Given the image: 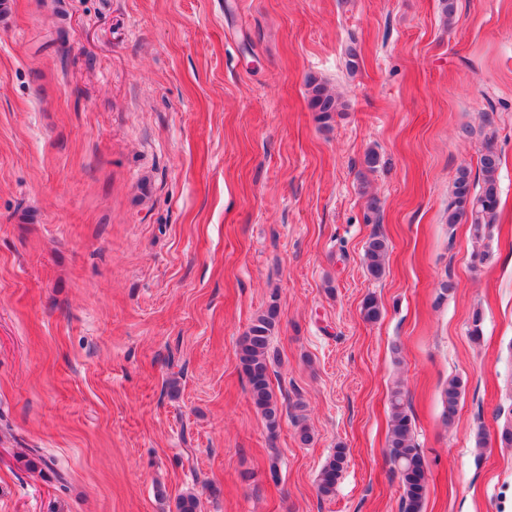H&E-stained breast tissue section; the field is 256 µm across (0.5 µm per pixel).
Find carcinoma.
Listing matches in <instances>:
<instances>
[{"mask_svg":"<svg viewBox=\"0 0 512 512\" xmlns=\"http://www.w3.org/2000/svg\"><path fill=\"white\" fill-rule=\"evenodd\" d=\"M311 108L318 112V118L327 124L333 115L342 111L343 103L330 93L320 82L308 83ZM500 155L491 147H486L479 158L480 181H475L471 170L457 169L453 180L452 200L448 204L447 223L465 221L470 224L474 243L472 264L477 267L485 264L490 252L485 240L489 237L492 224L496 223L499 208L498 170ZM389 253L387 238L375 233L367 242L363 254V265L372 279L379 280L386 273ZM360 313L367 322H375L381 316L377 298L368 295L364 298ZM279 324L276 302H271L266 311L259 314L237 344V356L241 370L249 385L253 405L261 414L269 435L273 436L280 428L283 405L271 386L270 367L271 338ZM463 392V382L458 377L448 378L443 388V421L450 426L454 423ZM385 453L392 465V472L398 477L403 488V512H423L427 497V467L424 455L418 448L413 430V418L404 390L397 386L390 394V420L386 438ZM346 455L344 449H336L323 465L318 478L317 493L322 498L334 495L339 476L343 470Z\"/></svg>","mask_w":512,"mask_h":512,"instance_id":"obj_1","label":"carcinoma"}]
</instances>
